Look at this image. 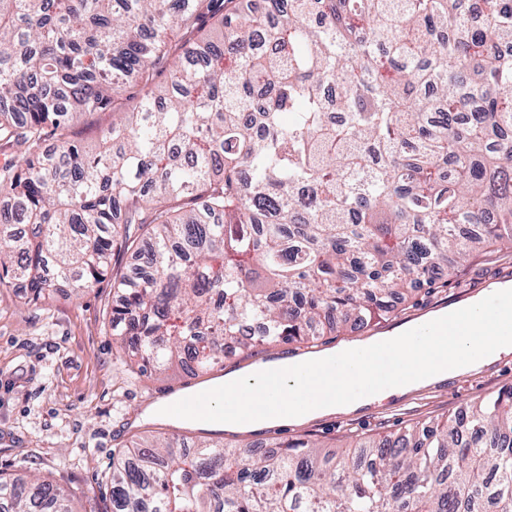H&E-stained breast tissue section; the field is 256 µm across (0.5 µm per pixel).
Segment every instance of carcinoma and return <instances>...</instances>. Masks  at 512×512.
Instances as JSON below:
<instances>
[{"instance_id": "carcinoma-1", "label": "carcinoma", "mask_w": 512, "mask_h": 512, "mask_svg": "<svg viewBox=\"0 0 512 512\" xmlns=\"http://www.w3.org/2000/svg\"><path fill=\"white\" fill-rule=\"evenodd\" d=\"M0 0V288L112 275L141 371L385 318L512 248V0ZM112 113L87 150L77 119ZM15 224L28 230L16 233ZM120 255L137 271L110 273ZM130 441L110 512H512V385L339 454ZM0 512H74L0 474Z\"/></svg>"}]
</instances>
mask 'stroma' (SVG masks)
<instances>
[{
    "label": "stroma",
    "mask_w": 512,
    "mask_h": 512,
    "mask_svg": "<svg viewBox=\"0 0 512 512\" xmlns=\"http://www.w3.org/2000/svg\"><path fill=\"white\" fill-rule=\"evenodd\" d=\"M512 281V249L476 258L452 277L422 286L389 319L326 336L318 349L393 333L408 320ZM110 282L75 293L56 289L31 302L26 289L0 288V473L31 472L65 486L75 512H110L112 453L117 438L156 441L171 424L139 420L148 404L181 384L179 371H138L112 340ZM512 385V354L480 373L393 397L352 414L301 426H271L268 436H315L327 447L355 436L396 434L418 421L445 418L476 398Z\"/></svg>",
    "instance_id": "35a3bbf8"
}]
</instances>
